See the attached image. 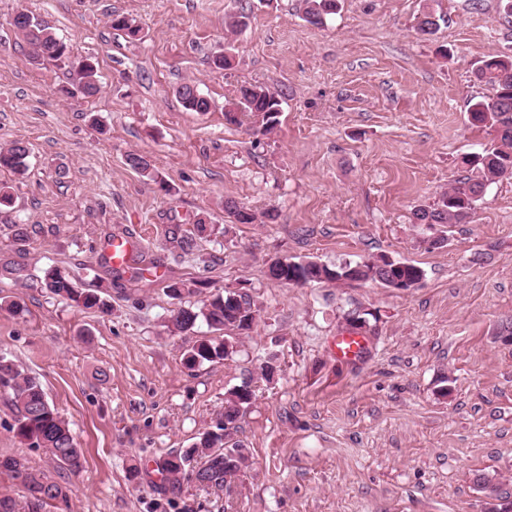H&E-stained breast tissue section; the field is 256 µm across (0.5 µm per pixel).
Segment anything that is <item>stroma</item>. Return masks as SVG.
I'll return each mask as SVG.
<instances>
[{"label": "stroma", "mask_w": 512, "mask_h": 512, "mask_svg": "<svg viewBox=\"0 0 512 512\" xmlns=\"http://www.w3.org/2000/svg\"><path fill=\"white\" fill-rule=\"evenodd\" d=\"M33 14L95 64L91 98L61 89L66 68L30 63L11 20ZM426 10L444 18L415 30ZM246 13V28L231 17ZM132 18L143 38L112 28ZM231 50L235 61L215 68ZM512 52L503 0H340L313 26L301 0H0V148L28 145L24 178L0 169L14 202L0 210V355L44 388L84 451L71 474L17 436L0 403V455L24 458L67 486L47 512H483L477 475L512 497V179L492 184L473 219L414 223L468 169L491 135L467 119L483 89L473 71ZM193 83L208 112L176 90ZM278 94L276 129L226 123L242 86ZM145 155L160 191L126 162ZM233 201L276 220L232 223ZM214 225L198 235V220ZM30 235L17 243L15 225ZM141 240L150 267L114 278L108 234ZM446 237L440 248L430 236ZM389 254L423 281L399 293L377 282L271 280L274 257L327 264ZM56 268L101 287L108 311H80L42 284ZM248 289L259 317L232 359L188 369L205 323L171 334L172 281ZM365 315L366 355L337 359L348 314ZM278 359L273 380L261 376ZM453 391L438 393L443 376ZM251 381L239 438L249 456L228 491L165 490L159 463L187 448ZM141 478H128L132 468Z\"/></svg>", "instance_id": "35a3bbf8"}]
</instances>
